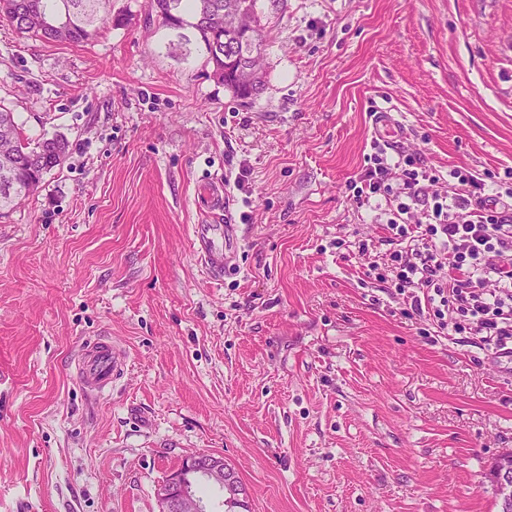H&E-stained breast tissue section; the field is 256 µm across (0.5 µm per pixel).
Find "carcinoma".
<instances>
[{
    "label": "carcinoma",
    "instance_id": "1",
    "mask_svg": "<svg viewBox=\"0 0 512 512\" xmlns=\"http://www.w3.org/2000/svg\"><path fill=\"white\" fill-rule=\"evenodd\" d=\"M112 0H0V19L22 33L47 42L81 43L97 34L112 18ZM257 0H150L151 10L174 30L189 28L207 54L210 70L219 72L215 80L239 100H252L265 87L260 75L249 87L238 84L239 64L261 65L264 35ZM255 26L243 36L233 24ZM0 123L8 137L0 139V216L16 201L34 194L44 176L59 167L69 153V141L62 135L44 138L35 144L25 141L13 113L0 107Z\"/></svg>",
    "mask_w": 512,
    "mask_h": 512
}]
</instances>
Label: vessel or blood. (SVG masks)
Masks as SVG:
<instances>
[{"label": "vessel or blood", "mask_w": 512, "mask_h": 512, "mask_svg": "<svg viewBox=\"0 0 512 512\" xmlns=\"http://www.w3.org/2000/svg\"><path fill=\"white\" fill-rule=\"evenodd\" d=\"M373 132L381 140L394 141L398 126L391 109H376ZM193 235L207 276L213 280L223 278L224 268L229 265L238 247L236 225L197 224L193 227ZM126 366L125 353L108 337L99 336L83 346L76 369L84 390L89 395L98 396L112 388L123 375Z\"/></svg>", "instance_id": "1"}]
</instances>
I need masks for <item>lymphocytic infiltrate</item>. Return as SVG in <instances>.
<instances>
[{
  "label": "lymphocytic infiltrate",
  "mask_w": 512,
  "mask_h": 512,
  "mask_svg": "<svg viewBox=\"0 0 512 512\" xmlns=\"http://www.w3.org/2000/svg\"><path fill=\"white\" fill-rule=\"evenodd\" d=\"M371 147L347 188L360 204L393 198L386 228L407 250L391 253L386 270L406 291L411 313L442 332L475 330L496 354H511L512 170L488 185L456 166L447 191L432 194L438 176L420 155L389 154L376 140ZM418 205L422 219L409 223Z\"/></svg>",
  "instance_id": "obj_1"
}]
</instances>
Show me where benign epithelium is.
<instances>
[{"mask_svg": "<svg viewBox=\"0 0 512 512\" xmlns=\"http://www.w3.org/2000/svg\"><path fill=\"white\" fill-rule=\"evenodd\" d=\"M496 487L500 512H512V448L499 453L491 473ZM201 482L218 486L226 504L241 507L247 502V489L235 470L215 454H198L187 458L157 490L161 512H207L198 494Z\"/></svg>", "mask_w": 512, "mask_h": 512, "instance_id": "obj_1", "label": "benign epithelium"}]
</instances>
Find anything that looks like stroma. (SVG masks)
I'll return each mask as SVG.
<instances>
[{"mask_svg": "<svg viewBox=\"0 0 512 512\" xmlns=\"http://www.w3.org/2000/svg\"><path fill=\"white\" fill-rule=\"evenodd\" d=\"M258 12L266 85L246 103L149 0H112L84 43L0 20V103L29 142H70L0 218V512H160L158 485L200 453L249 512H497L512 361L429 335L367 278L393 246L346 184L380 106L440 175L512 169V0ZM205 179L227 184L214 215ZM204 222L240 227L217 284ZM92 336L129 359L90 398L74 360Z\"/></svg>", "mask_w": 512, "mask_h": 512, "instance_id": "obj_1", "label": "stroma"}]
</instances>
